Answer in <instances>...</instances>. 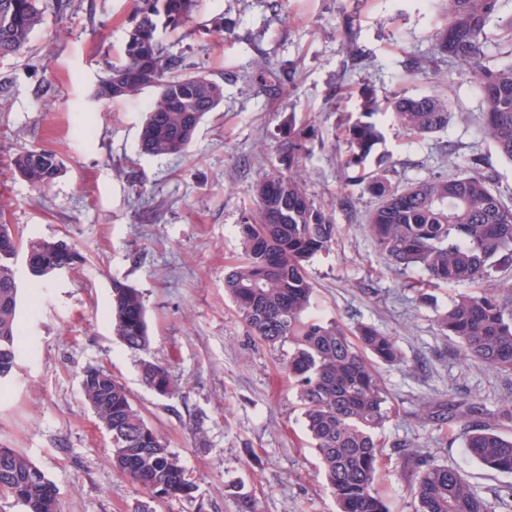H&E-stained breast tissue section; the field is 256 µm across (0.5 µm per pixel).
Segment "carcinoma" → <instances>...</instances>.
Returning a JSON list of instances; mask_svg holds the SVG:
<instances>
[{
	"mask_svg": "<svg viewBox=\"0 0 512 512\" xmlns=\"http://www.w3.org/2000/svg\"><path fill=\"white\" fill-rule=\"evenodd\" d=\"M442 19L434 33L437 52L469 67L481 95L478 117L483 135L512 161V62L496 68L479 64L483 45L493 40L512 59V16L498 17L499 0H441ZM39 0H0V58L18 54L42 23ZM198 0H133L124 61L110 67L95 85L101 102L154 91L139 134L140 152L151 156L184 153L199 124L224 101V86L199 72H188L168 55L158 31H176L196 11ZM367 111L348 125L342 165L359 172L361 193L378 200L367 230L374 246L402 273L420 269L421 288L467 283L434 322L444 336L455 337L463 357L512 373V282L497 277L512 272V204L492 188L480 160L464 161L466 173L425 179L404 188L392 186L391 164L380 156L366 164L384 138L377 94H364ZM387 115L408 137L426 138L448 126L451 102L443 94L399 95L386 99ZM315 130L291 128L286 164L272 167L257 181L253 199L238 224L242 256L224 274V288L251 335L269 346L287 343L288 376L294 380L306 429L320 458L337 512H389L375 487L382 462L374 431L389 420V395L374 362L398 365L402 352L394 337L360 325L351 332L337 320L310 312L315 287L310 261L336 243L337 224L305 187L304 161ZM13 165L33 187L41 188L61 172L48 149L23 151ZM20 244L0 236V380L17 359L20 285L13 256ZM40 281L57 270V254L73 250L64 240L32 239ZM113 335L129 349L149 346L146 308L140 291L120 281L112 288ZM142 380L159 395L175 390L168 368L140 362ZM82 395L99 421L112 424V465L133 483L162 499H195L191 473L131 402L126 386L112 374L88 367ZM465 414L467 453L502 473H512V438L483 424V408ZM403 462L414 470V512H491L457 469L433 457L410 452ZM53 484L29 456L0 448V494L12 497L24 512H60Z\"/></svg>",
	"mask_w": 512,
	"mask_h": 512,
	"instance_id": "cac0c4a2",
	"label": "carcinoma"
}]
</instances>
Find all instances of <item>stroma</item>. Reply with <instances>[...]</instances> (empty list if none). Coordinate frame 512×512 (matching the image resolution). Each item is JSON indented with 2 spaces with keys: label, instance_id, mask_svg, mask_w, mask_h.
Masks as SVG:
<instances>
[{
  "label": "stroma",
  "instance_id": "obj_1",
  "mask_svg": "<svg viewBox=\"0 0 512 512\" xmlns=\"http://www.w3.org/2000/svg\"><path fill=\"white\" fill-rule=\"evenodd\" d=\"M43 22L20 54L0 58V224L20 240L67 241L78 262L22 295L17 368L0 383V447L26 453L56 488L61 512H336L285 364L290 345L251 336L224 290L241 253L237 224L253 186L280 165L289 126L313 125L309 193L338 224L329 252L314 257L313 310L349 329L394 336L404 356L379 366L393 416L377 429L387 456L377 487L390 512H414L413 476L401 445L458 468L496 512L512 474L482 465L464 448L461 417L444 427L423 402H477L493 416L512 394V375L460 362L456 338L441 335L435 308L467 284L433 289L419 302L421 271L388 270L367 231L376 198L354 186L339 161L336 129L362 110V90L447 94L446 130L411 139L386 127L377 147L406 187L454 175L479 154L494 186L512 197V161L484 139L480 94L468 69L436 53L437 0H201L193 19L163 35L170 53L224 86V102L180 156L140 154L148 94L108 104L93 91L128 37L131 0H40ZM223 17L228 36L208 31ZM269 65L258 73V62ZM89 136H80L82 126ZM55 151L61 174L36 189L14 170L30 148ZM137 288L150 345L128 350L112 334V283ZM165 364L176 382L162 397L139 363ZM111 373L147 422L192 473L194 502L152 498L112 467V443L81 392L84 369Z\"/></svg>",
  "mask_w": 512,
  "mask_h": 512
}]
</instances>
